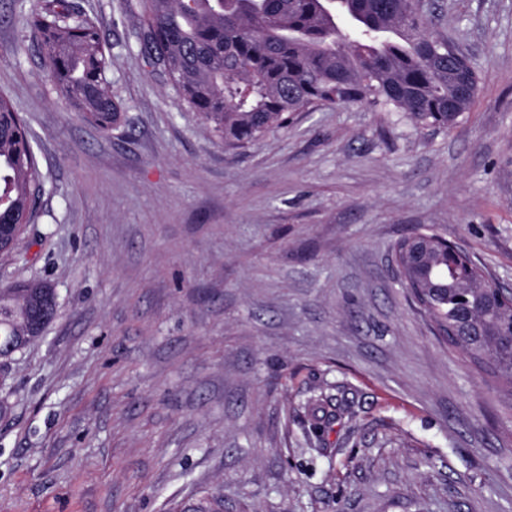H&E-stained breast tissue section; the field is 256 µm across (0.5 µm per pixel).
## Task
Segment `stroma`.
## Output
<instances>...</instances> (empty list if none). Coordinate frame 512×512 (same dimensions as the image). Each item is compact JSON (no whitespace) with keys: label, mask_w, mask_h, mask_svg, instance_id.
Returning <instances> with one entry per match:
<instances>
[{"label":"stroma","mask_w":512,"mask_h":512,"mask_svg":"<svg viewBox=\"0 0 512 512\" xmlns=\"http://www.w3.org/2000/svg\"><path fill=\"white\" fill-rule=\"evenodd\" d=\"M112 48L103 134L17 56L0 95L43 174L0 286L57 306L0 373V512H512V400L437 336L394 245L429 231L512 286V0H428L472 61L438 130L318 106L225 149L139 52L122 0H75Z\"/></svg>","instance_id":"35a3bbf8"}]
</instances>
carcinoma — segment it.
<instances>
[{
    "label": "carcinoma",
    "mask_w": 512,
    "mask_h": 512,
    "mask_svg": "<svg viewBox=\"0 0 512 512\" xmlns=\"http://www.w3.org/2000/svg\"><path fill=\"white\" fill-rule=\"evenodd\" d=\"M139 21L140 52L227 149H240L288 125L314 106L367 103L401 112L413 123L448 129L469 111L481 82L448 60L447 41L428 27L413 0H126ZM56 95L103 134L124 122L106 86L111 46L97 19L68 0H47L22 16ZM42 173L27 125L0 98V242L12 251L32 222ZM415 298L448 341L494 377L512 397V305L475 267L446 270L441 244H429L420 271L407 236L394 247ZM40 299L46 319L56 308L41 283L0 288V337L15 336Z\"/></svg>",
    "instance_id": "1"
}]
</instances>
